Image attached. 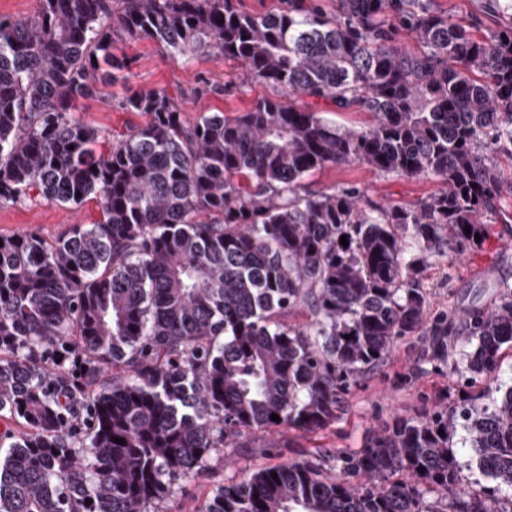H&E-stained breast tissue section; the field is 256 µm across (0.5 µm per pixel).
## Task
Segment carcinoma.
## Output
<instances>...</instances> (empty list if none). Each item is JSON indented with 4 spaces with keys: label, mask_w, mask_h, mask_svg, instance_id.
<instances>
[{
    "label": "carcinoma",
    "mask_w": 512,
    "mask_h": 512,
    "mask_svg": "<svg viewBox=\"0 0 512 512\" xmlns=\"http://www.w3.org/2000/svg\"><path fill=\"white\" fill-rule=\"evenodd\" d=\"M144 38L174 57L217 49L279 97L189 120L165 93L134 92L122 106L149 120L115 138L76 118L127 79L114 44ZM298 96L375 123L340 129ZM486 142L512 156V25L476 39L433 0L265 15L233 0H40L0 19V203L101 209L51 242L0 236V512H151L253 430L336 424L423 328L428 259L481 245L512 193ZM355 163L441 188L404 207L303 185ZM462 331L470 385L512 346V287ZM450 335L437 317L435 359ZM198 512H512V387L481 406L462 389L356 451L317 446L231 480Z\"/></svg>",
    "instance_id": "carcinoma-1"
}]
</instances>
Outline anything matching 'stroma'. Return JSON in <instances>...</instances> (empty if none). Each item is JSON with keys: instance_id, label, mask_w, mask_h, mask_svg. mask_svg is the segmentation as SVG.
<instances>
[{"instance_id": "1", "label": "stroma", "mask_w": 512, "mask_h": 512, "mask_svg": "<svg viewBox=\"0 0 512 512\" xmlns=\"http://www.w3.org/2000/svg\"><path fill=\"white\" fill-rule=\"evenodd\" d=\"M485 0H434L435 7L462 19L472 36L481 38L500 25L512 23V13L489 15ZM113 52L131 62V76L102 87L96 95L80 100L78 116L87 125L125 134L148 120L146 114L122 109L129 91H164L179 103L187 116L221 112L232 117L261 97H275L270 86L252 79L241 63L225 59L219 51L174 58L155 41L117 42ZM304 183L312 190L355 186L384 205L409 206L437 192L434 177L397 178L366 166L350 164L315 172ZM95 199L82 205L60 207L47 202L0 204V236L33 232L53 240L75 224L98 221ZM490 234L477 248L449 258L430 259L421 285L428 298V317L440 314L461 319L470 313L495 309L503 284L512 285V194L501 197L489 219ZM464 383L449 362L433 359L428 336L400 340L388 360L367 374L353 389L342 418L330 430L303 438L281 433L278 447L269 434L258 431L243 438L223 468L199 473L181 481L161 504L163 512H199L219 486L230 479L249 478L255 471L304 457L311 446L329 452L363 446L369 433L385 429L398 416L414 417L449 404Z\"/></svg>"}]
</instances>
